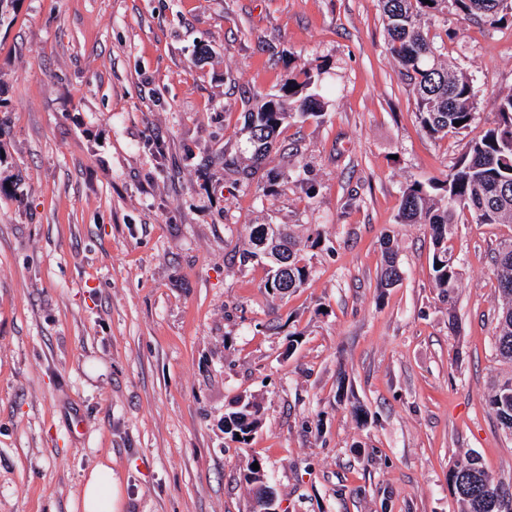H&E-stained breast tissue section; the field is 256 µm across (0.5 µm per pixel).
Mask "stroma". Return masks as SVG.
I'll return each mask as SVG.
<instances>
[{"instance_id": "obj_1", "label": "stroma", "mask_w": 512, "mask_h": 512, "mask_svg": "<svg viewBox=\"0 0 512 512\" xmlns=\"http://www.w3.org/2000/svg\"><path fill=\"white\" fill-rule=\"evenodd\" d=\"M474 82L475 119L426 136L379 0H14L0 13V512H80L103 455L118 512H251L260 460L279 512H462L468 455L512 486L485 400L491 274L512 224L458 225L452 303L403 189L445 179L512 91V23L425 20ZM309 72L322 116L290 122L252 182L249 106ZM251 224L318 227L280 298L241 266ZM405 273L380 287L381 242ZM241 397L262 424L240 443Z\"/></svg>"}]
</instances>
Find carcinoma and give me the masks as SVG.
Wrapping results in <instances>:
<instances>
[{
	"instance_id": "carcinoma-1",
	"label": "carcinoma",
	"mask_w": 512,
	"mask_h": 512,
	"mask_svg": "<svg viewBox=\"0 0 512 512\" xmlns=\"http://www.w3.org/2000/svg\"><path fill=\"white\" fill-rule=\"evenodd\" d=\"M388 35L387 51L398 65L399 73L416 95L417 119L425 133L443 138L467 130L473 120L474 88L470 77L442 62L437 48L421 22L425 15L444 13L452 8L489 27L512 19V11L498 7V0H379ZM314 83L312 76L288 82L281 93L271 95L245 115L243 130L252 148L250 165L242 167L235 158H224V168L253 178L264 162L280 130L297 117L319 116L323 102L305 91ZM493 126L468 143L467 154L453 166L443 183L415 181L403 191L398 223L422 224L432 239L434 287L442 298L452 300L461 281V266L448 247L454 224L468 214L477 224L512 223V92L498 97L493 104ZM462 121L456 126L454 122ZM278 228L284 239L285 264L265 261L268 266L264 285L267 292L285 296L303 287L310 275L302 255L308 246H316L321 234L311 231L306 238L297 236L289 224H252L248 238L262 240L265 230ZM398 252L391 241L384 242L380 287L389 288L402 279ZM492 275L502 304L494 339L495 358L512 364V237L500 242L493 260ZM497 424L512 435V377L495 385L486 400ZM246 400L239 409L224 417V433L246 440L259 426L261 417L248 411ZM448 485L465 506V512H500L502 501L512 497V489L495 482L477 459L454 463L448 471Z\"/></svg>"
}]
</instances>
